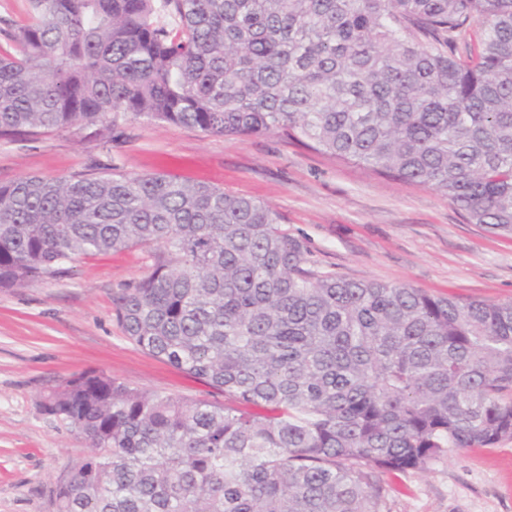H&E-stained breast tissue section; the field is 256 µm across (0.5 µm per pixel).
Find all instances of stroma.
I'll return each mask as SVG.
<instances>
[{
  "label": "stroma",
  "mask_w": 512,
  "mask_h": 512,
  "mask_svg": "<svg viewBox=\"0 0 512 512\" xmlns=\"http://www.w3.org/2000/svg\"><path fill=\"white\" fill-rule=\"evenodd\" d=\"M96 161L268 204L282 229L302 240L313 270L462 301L512 300V238L470 223L431 189L329 158L279 133L224 137L122 117L107 146L82 126L34 141L0 139V183L68 178ZM150 264L146 251L133 248L66 263L54 279L0 288V512H53L56 479L84 444L39 403L81 372L223 401V393L142 351L117 324L113 289L143 277ZM382 482L385 512H512V439L452 448L426 471Z\"/></svg>",
  "instance_id": "obj_1"
}]
</instances>
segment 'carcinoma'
I'll return each instance as SVG.
<instances>
[{"label":"carcinoma","instance_id":"cac0c4a2","mask_svg":"<svg viewBox=\"0 0 512 512\" xmlns=\"http://www.w3.org/2000/svg\"><path fill=\"white\" fill-rule=\"evenodd\" d=\"M27 2L0 19V137L281 132L512 236V0ZM137 246L116 321L224 403L74 376L45 397L88 448L55 512H383L382 473L512 438L511 301L308 269L276 210L205 183L96 162L0 184V288Z\"/></svg>","mask_w":512,"mask_h":512}]
</instances>
